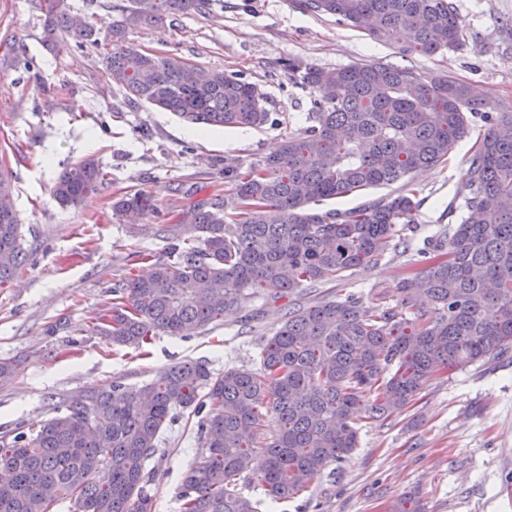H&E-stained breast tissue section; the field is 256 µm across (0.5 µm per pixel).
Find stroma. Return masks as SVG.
Returning <instances> with one entry per match:
<instances>
[{"mask_svg": "<svg viewBox=\"0 0 512 512\" xmlns=\"http://www.w3.org/2000/svg\"><path fill=\"white\" fill-rule=\"evenodd\" d=\"M453 2L465 45L434 56L403 54L399 40H374L334 16L304 12L297 0H213L208 13L133 30L128 40L136 47L243 75L266 97L263 126L211 128L196 137L172 113L128 105L92 50L49 48L32 0H0V159L13 172L31 254L24 274L0 285V359L18 363L14 377L0 382V432L38 430L78 392L138 386L178 362L200 361L215 373L254 366L289 311L351 293L373 302L418 266L421 250L465 214L460 186L481 122L446 163L334 201L346 210L415 192V224L377 263L275 302L254 299L221 323L159 336L140 349L88 330L111 307L113 284L149 271L151 256L165 248L159 219L129 230L112 219V200L147 190L167 212L216 190L231 195L225 169L262 163L310 124L315 93L289 77L286 61L322 69L394 64L426 80L466 83L491 111L512 112V0ZM87 158L102 165L106 185L79 205L60 206L52 196L59 172ZM359 426L357 448L318 474L302 497L277 503L253 483L241 484L242 494L259 512H392L401 500L409 512H512V351L439 370L400 413ZM198 437V418L187 411L163 430L146 463L154 512H181L182 477L199 458Z\"/></svg>", "mask_w": 512, "mask_h": 512, "instance_id": "35a3bbf8", "label": "stroma"}]
</instances>
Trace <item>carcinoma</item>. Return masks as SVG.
Returning a JSON list of instances; mask_svg holds the SVG:
<instances>
[{"mask_svg":"<svg viewBox=\"0 0 512 512\" xmlns=\"http://www.w3.org/2000/svg\"><path fill=\"white\" fill-rule=\"evenodd\" d=\"M376 40L398 35L409 55L463 45L462 19L447 0H301ZM210 0H127L119 18L75 21L68 0H39L44 42L95 47L112 84L133 107L147 103L206 127H258L264 98L239 74L197 78L175 55L140 50L128 31L200 13ZM318 98L312 125L245 172L224 170L232 200L214 193L188 205L180 225L163 228L165 255L147 276L112 286V311L91 332L140 349L156 336L216 324L251 299L275 302L296 288L341 279L377 261L415 223L412 195L349 210L321 204L448 161L471 122L486 128L462 188L468 216L422 269L405 272L367 305L353 294L288 314L259 352V368L213 375L201 362L166 368L140 386L86 389L39 430L0 436V512H153L146 461L181 411L201 416L203 451L182 483V512H256L238 489L255 483L274 501L304 492L332 462L357 447L359 417L385 421L407 406L439 367L467 368L512 350V113L454 80H423L390 64L301 68ZM105 174L86 159L53 186L62 206L100 191ZM159 215L154 195L127 193L112 217L133 229ZM13 204L10 170L0 167V285L26 269L29 251ZM277 430L268 435L264 421ZM266 457L252 472L256 454Z\"/></svg>","mask_w":512,"mask_h":512,"instance_id":"cac0c4a2","label":"carcinoma"}]
</instances>
